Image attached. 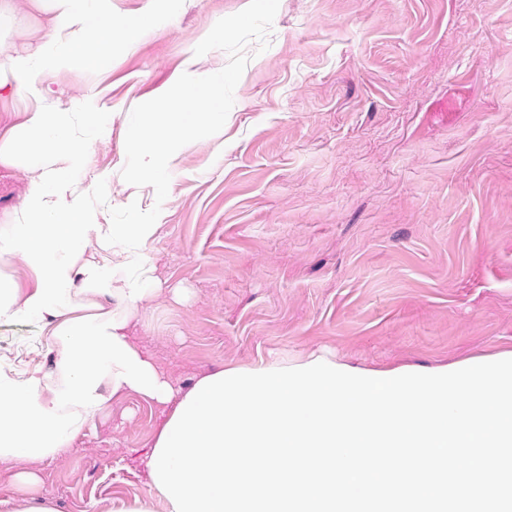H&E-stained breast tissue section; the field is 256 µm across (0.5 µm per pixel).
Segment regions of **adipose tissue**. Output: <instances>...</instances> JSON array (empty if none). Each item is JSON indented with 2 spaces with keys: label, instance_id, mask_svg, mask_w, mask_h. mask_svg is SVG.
Returning <instances> with one entry per match:
<instances>
[{
  "label": "adipose tissue",
  "instance_id": "adipose-tissue-1",
  "mask_svg": "<svg viewBox=\"0 0 512 512\" xmlns=\"http://www.w3.org/2000/svg\"><path fill=\"white\" fill-rule=\"evenodd\" d=\"M47 18L31 52L0 58V100L28 88L36 100L19 122L0 126V166L28 172L20 204L0 221V266L22 259V282L0 274V322L42 323L55 369L0 370V463L55 459L116 396L134 393L179 407L186 399L128 336L141 303L159 284L143 252L155 223L93 224L75 178L92 145L111 131L108 112H68L48 70L79 64L97 71L121 45L126 24L112 0H32ZM36 471L14 476L0 512H54L37 495Z\"/></svg>",
  "mask_w": 512,
  "mask_h": 512
}]
</instances>
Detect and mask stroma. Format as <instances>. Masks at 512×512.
Returning <instances> with one entry per match:
<instances>
[{
  "mask_svg": "<svg viewBox=\"0 0 512 512\" xmlns=\"http://www.w3.org/2000/svg\"><path fill=\"white\" fill-rule=\"evenodd\" d=\"M249 0H112L128 48L50 79L109 112L84 185L110 208L155 203L121 177L124 122ZM0 57L36 48L44 15L18 0ZM223 139L182 152L144 252L161 282L132 330L181 389L205 373L324 355L367 369L438 368L512 350V0H280ZM54 353L39 323H0V369ZM163 406L112 399L72 448L34 463L56 512H109L149 494Z\"/></svg>",
  "mask_w": 512,
  "mask_h": 512,
  "instance_id": "obj_1",
  "label": "stroma"
}]
</instances>
